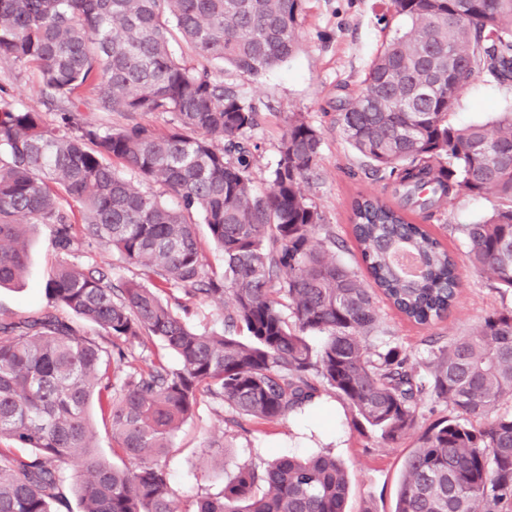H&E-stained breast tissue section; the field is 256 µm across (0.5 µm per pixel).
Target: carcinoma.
I'll list each match as a JSON object with an SVG mask.
<instances>
[{"label":"carcinoma","mask_w":512,"mask_h":512,"mask_svg":"<svg viewBox=\"0 0 512 512\" xmlns=\"http://www.w3.org/2000/svg\"><path fill=\"white\" fill-rule=\"evenodd\" d=\"M302 12L303 0H0V57L35 68L58 104L49 124L0 96V286L24 274L35 224L55 225L57 249L74 251L66 196L85 234L143 276L117 286L96 266L51 269L55 307L100 328L106 346L51 311L0 321V512H71L59 492L71 462L80 512H345L349 475L330 454L236 464L224 491L192 510L178 507L164 460L204 395L272 422L329 391L385 447L415 428L423 399L446 406L405 460L394 512H512V309L432 346L426 362L376 343L377 290L418 325L448 315L461 282L454 255L403 209L359 196L351 222L373 286L338 261L325 215L301 188L323 139L301 113L288 116L269 186H253L256 107L224 82V65L256 77L288 59ZM389 12L399 23L360 92L338 101L336 124L423 212L459 196L499 198L484 220L451 232L512 290V112L448 121L477 74L512 80V0H390ZM175 43L208 65L188 63ZM88 94L129 123L84 120ZM155 113L166 129L136 121ZM126 170L178 207L139 191ZM201 223L224 256L220 273L200 247ZM173 291L224 298L223 331L187 324L162 298ZM147 340L179 365L136 367L124 347ZM95 401L122 467L94 449Z\"/></svg>","instance_id":"obj_1"}]
</instances>
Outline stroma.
Returning a JSON list of instances; mask_svg holds the SVG:
<instances>
[{
	"label": "stroma",
	"instance_id": "stroma-1",
	"mask_svg": "<svg viewBox=\"0 0 512 512\" xmlns=\"http://www.w3.org/2000/svg\"><path fill=\"white\" fill-rule=\"evenodd\" d=\"M388 0H304L299 50L266 73L253 77L225 67V82L255 104L257 124L249 133L255 150L251 178L266 189L280 158L289 113H303L323 133L317 178L304 193L323 211L336 234V256L347 266L360 265L351 234L349 204L359 194L392 198L391 183L376 175L336 127L338 97L360 91L365 73L385 38ZM0 86L24 105L50 114L38 74L19 70L0 59ZM512 109V82L478 74L461 92L448 120L455 126L488 123ZM499 205L494 195L460 196L432 215L415 214L453 252L461 265L462 288L456 309L425 329L411 323L386 303H379L383 334L414 356H423L429 339L446 344L477 325L492 310L512 308V293L497 289L471 265L464 241L451 233L454 224H473ZM28 265L21 283L0 288V320L35 316L51 307L45 293L47 270L57 257L53 227L39 224L28 241ZM219 399L201 397L194 415L178 431L166 458L172 485L185 507L197 497L224 488L223 464H265L279 455L330 453L351 475L346 512H393L401 473L413 450L417 431L392 448L383 447L371 431L362 430L348 405L324 393L305 415L274 422L245 420L236 424Z\"/></svg>",
	"mask_w": 512,
	"mask_h": 512
}]
</instances>
